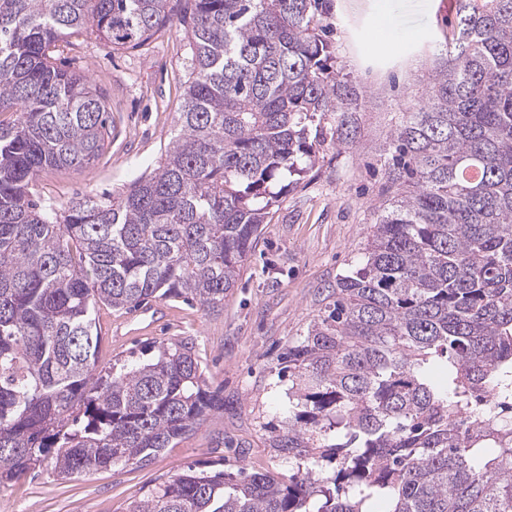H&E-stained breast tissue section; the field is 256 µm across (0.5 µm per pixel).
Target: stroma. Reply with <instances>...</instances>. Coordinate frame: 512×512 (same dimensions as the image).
Returning a JSON list of instances; mask_svg holds the SVG:
<instances>
[{"mask_svg": "<svg viewBox=\"0 0 512 512\" xmlns=\"http://www.w3.org/2000/svg\"><path fill=\"white\" fill-rule=\"evenodd\" d=\"M382 11L398 34L390 50L366 40ZM455 20L456 0H329L324 34L366 90L356 143L325 148L305 178L281 195L223 311L180 298L154 299L133 312L104 304L94 310L101 365L162 343H193L208 386L224 392L223 415L143 466L67 479L44 469L1 483L0 512H126L191 466L287 474V460L270 446L288 401L278 356L306 333L321 307L320 290L358 263L384 182L380 147L400 118L399 105L422 96L428 51L451 36ZM59 59L91 80L112 116V141L89 167L39 172L37 196L62 211L78 197L121 195L158 165L176 130L192 49L185 27L174 21L134 49L73 33Z\"/></svg>", "mask_w": 512, "mask_h": 512, "instance_id": "obj_1", "label": "stroma"}]
</instances>
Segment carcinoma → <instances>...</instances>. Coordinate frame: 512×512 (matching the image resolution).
I'll use <instances>...</instances> for the list:
<instances>
[{
    "label": "carcinoma",
    "instance_id": "carcinoma-1",
    "mask_svg": "<svg viewBox=\"0 0 512 512\" xmlns=\"http://www.w3.org/2000/svg\"><path fill=\"white\" fill-rule=\"evenodd\" d=\"M172 0H0V482L145 464L224 413L193 347L98 365L96 303L224 308L279 202L352 145L364 90L320 32L325 0H184L193 71L165 158L125 194L32 199L86 168L105 102L53 49L135 48ZM421 101L381 151L389 195L356 268L280 355L288 476L190 467L127 512H512V0H459Z\"/></svg>",
    "mask_w": 512,
    "mask_h": 512
}]
</instances>
